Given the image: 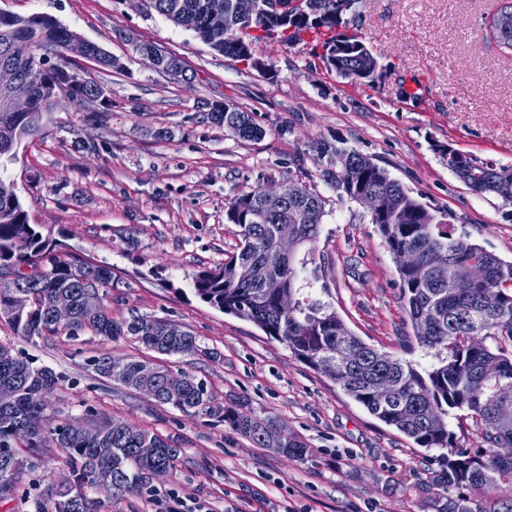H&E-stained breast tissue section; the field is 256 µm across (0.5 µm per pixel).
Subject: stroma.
<instances>
[{
    "label": "stroma",
    "mask_w": 512,
    "mask_h": 512,
    "mask_svg": "<svg viewBox=\"0 0 512 512\" xmlns=\"http://www.w3.org/2000/svg\"><path fill=\"white\" fill-rule=\"evenodd\" d=\"M506 0H359L347 27L377 55L367 86L325 67L310 35L264 39V67L213 51L144 0H0V10L55 17L117 61L86 63L112 97L108 128L79 112L44 114L37 134L6 161L31 223L61 240L70 258L112 267L102 289L112 317L134 315L188 327L197 352L161 355L129 336L62 332L29 342L0 322V345L59 384L48 416L120 420L170 438L181 454L171 475L141 491L103 500L100 512H427L419 492L434 452L369 414L324 374L296 360L255 323L192 294V273L223 263L238 243L227 221L231 198L256 187L315 188L326 200L305 287L331 302L366 343L416 367L432 354L419 344L402 300L397 263L371 215L329 185L326 147L355 150L388 170L446 217L454 237L512 261V205L465 186L438 152L450 145L512 166V55L484 29ZM180 57L176 80L135 46ZM233 103L262 129L241 141L208 114ZM135 358L206 383L215 405L272 417L310 449L307 460L260 448L204 415L157 405L98 375L96 357ZM14 498L0 512H53L54 492L72 474L58 448H23Z\"/></svg>",
    "instance_id": "stroma-1"
}]
</instances>
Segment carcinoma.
Masks as SVG:
<instances>
[{"instance_id":"obj_1","label":"carcinoma","mask_w":512,"mask_h":512,"mask_svg":"<svg viewBox=\"0 0 512 512\" xmlns=\"http://www.w3.org/2000/svg\"><path fill=\"white\" fill-rule=\"evenodd\" d=\"M321 21H299L291 30L266 26L258 0H227L239 16L240 29L233 34L208 26L210 11L220 0H149V7L177 26L193 31L213 50L246 60L244 48L264 37L301 39V34L320 36L319 45L335 57L330 69L342 79L369 85L377 75L363 58L369 52L359 36L339 31L344 0H321ZM54 55L44 86L37 91L35 112L56 108L83 111L86 117L106 128L112 118L110 90L87 76L77 65L83 59L107 70L112 56L100 45L82 39L42 13L15 15L0 22V66L17 75L44 53ZM210 119L235 137L257 140L263 131L248 113L231 105H215ZM31 136L29 123L18 112L0 107V159L9 156L18 139ZM450 170L469 189L491 194L512 204V177L450 146L439 149ZM336 174L330 185L336 192L355 200L376 192L384 212L371 217L385 243L394 253L415 251L422 265L401 269L403 299L421 344L435 350L436 363L419 371L411 362L382 353L352 334L331 303L321 299L302 300L301 273L304 260L300 249L311 247L325 216V200L310 188L293 203L265 197L262 188L237 196L228 203L226 218L240 228V244L224 263L192 274L191 288L202 302L237 318L259 325L270 338L286 345L291 354L314 370L321 363H336L330 376L335 385L372 416L401 432L436 455L438 468L429 472L425 487L431 512H512V497L492 498L487 490L512 486V461H501L497 448L512 447V423H501L496 414L499 400L512 396V261H504L476 243L455 239L448 225L427 205L416 199L389 172L358 151L334 150ZM293 228L300 248L288 254L278 245L282 221ZM62 244L43 235L29 222L14 184L0 176V320L8 322L25 340L58 332L77 335L89 331L97 336H132L145 348L162 355L199 350L197 337L186 327L133 316L117 321L106 304L93 312L83 308L86 296L112 285V267L73 261L60 253ZM479 262L487 277L481 283L468 278V267ZM448 265L443 278L433 267ZM276 279L278 288L266 283ZM500 292L496 306L484 301L486 290ZM67 292L75 302L73 320L54 322L48 310L51 297ZM27 302L18 301L19 294ZM288 296L294 308L283 312L279 298ZM495 361L499 373L483 374V365ZM143 362L131 358H97L95 371L102 377L150 396L160 405H170L186 414H205L228 424L259 448H276L279 453L305 460L307 446L296 436L285 435L268 418L235 408L216 406L206 385L183 375V386L166 390L167 367H159L147 384L137 381ZM388 380L393 385L389 403H378L371 385ZM11 383L18 399L9 411L0 410V494L12 499L22 482L23 461L17 448H60L77 482L55 492V512H99L101 498L118 497L146 486L157 466L174 469L180 449L169 438L148 429L126 427L112 419L89 418L85 424L99 427L101 438L82 435L68 419L52 424L38 395L58 384L55 372L34 368L28 360L0 345V384ZM466 410L482 425L481 444L476 449L458 448L448 431V411ZM112 449V458L97 456L95 449Z\"/></svg>"}]
</instances>
